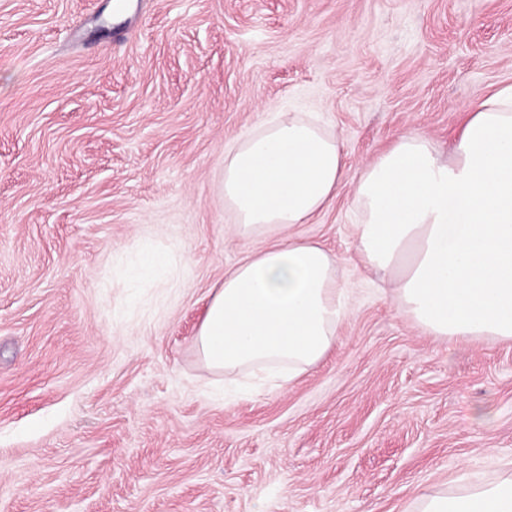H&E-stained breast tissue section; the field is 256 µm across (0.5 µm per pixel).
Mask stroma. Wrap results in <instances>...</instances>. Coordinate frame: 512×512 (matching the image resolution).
Masks as SVG:
<instances>
[{
	"mask_svg": "<svg viewBox=\"0 0 512 512\" xmlns=\"http://www.w3.org/2000/svg\"><path fill=\"white\" fill-rule=\"evenodd\" d=\"M506 85L512 0H0V512H417L511 473L512 342L424 334L352 235L364 164L412 132L448 152ZM277 112L342 143L293 232L353 312L301 377L230 388L194 340L260 240L219 175ZM146 240L174 287H127Z\"/></svg>",
	"mask_w": 512,
	"mask_h": 512,
	"instance_id": "obj_1",
	"label": "stroma"
}]
</instances>
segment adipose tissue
I'll return each mask as SVG.
<instances>
[{
  "instance_id": "1",
  "label": "adipose tissue",
  "mask_w": 512,
  "mask_h": 512,
  "mask_svg": "<svg viewBox=\"0 0 512 512\" xmlns=\"http://www.w3.org/2000/svg\"><path fill=\"white\" fill-rule=\"evenodd\" d=\"M345 173L315 116L277 113L224 149L221 195L235 235L264 239L213 291L195 345L204 366L262 381L316 366L351 312L337 259L290 235L327 209ZM353 226L362 264L388 274L426 335L512 341V85L470 112L448 157L415 133L360 173ZM419 512H512V475L425 494Z\"/></svg>"
}]
</instances>
